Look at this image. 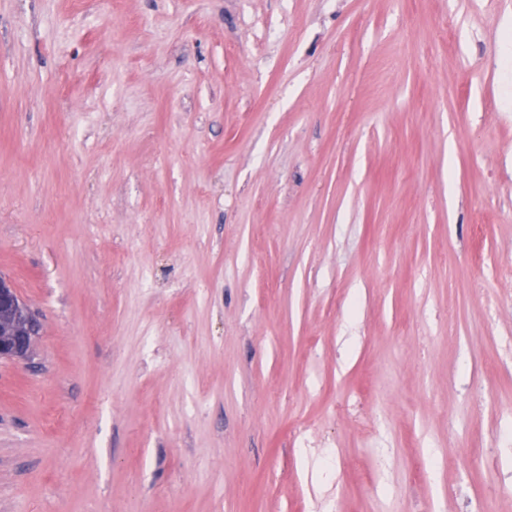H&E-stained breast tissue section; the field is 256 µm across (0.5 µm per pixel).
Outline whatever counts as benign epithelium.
Returning <instances> with one entry per match:
<instances>
[{"label":"benign epithelium","mask_w":512,"mask_h":512,"mask_svg":"<svg viewBox=\"0 0 512 512\" xmlns=\"http://www.w3.org/2000/svg\"><path fill=\"white\" fill-rule=\"evenodd\" d=\"M41 324L15 288L0 277V358L22 361L29 357Z\"/></svg>","instance_id":"obj_1"}]
</instances>
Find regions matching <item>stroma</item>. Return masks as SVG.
<instances>
[{"mask_svg": "<svg viewBox=\"0 0 512 512\" xmlns=\"http://www.w3.org/2000/svg\"><path fill=\"white\" fill-rule=\"evenodd\" d=\"M0 512H512V0H0ZM41 324L15 288L0 277V358L26 360Z\"/></svg>", "mask_w": 512, "mask_h": 512, "instance_id": "obj_1", "label": "stroma"}]
</instances>
